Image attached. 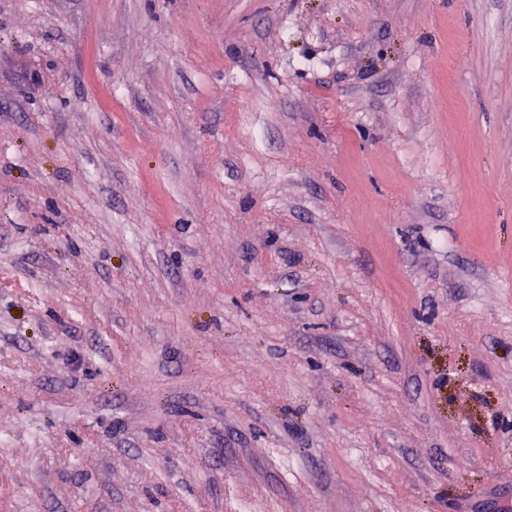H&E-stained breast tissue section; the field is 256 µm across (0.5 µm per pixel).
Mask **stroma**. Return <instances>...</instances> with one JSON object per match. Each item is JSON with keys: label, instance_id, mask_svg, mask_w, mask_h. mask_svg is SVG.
I'll return each instance as SVG.
<instances>
[{"label": "stroma", "instance_id": "obj_1", "mask_svg": "<svg viewBox=\"0 0 512 512\" xmlns=\"http://www.w3.org/2000/svg\"><path fill=\"white\" fill-rule=\"evenodd\" d=\"M0 512H512V0H0Z\"/></svg>", "mask_w": 512, "mask_h": 512}]
</instances>
